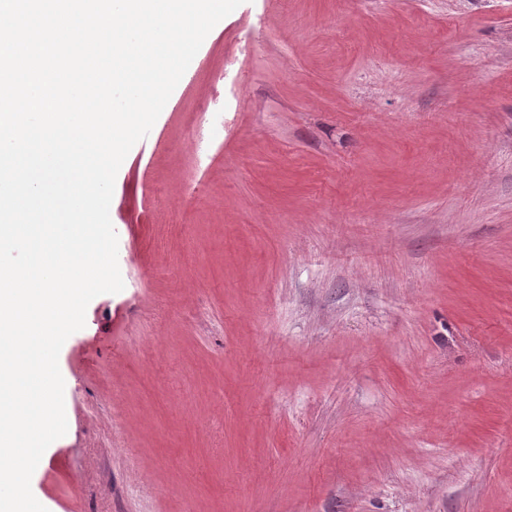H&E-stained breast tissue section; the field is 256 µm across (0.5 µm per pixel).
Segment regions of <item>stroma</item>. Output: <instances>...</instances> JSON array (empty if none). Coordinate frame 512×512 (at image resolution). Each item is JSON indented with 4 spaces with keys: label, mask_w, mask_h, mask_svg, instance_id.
Masks as SVG:
<instances>
[{
    "label": "stroma",
    "mask_w": 512,
    "mask_h": 512,
    "mask_svg": "<svg viewBox=\"0 0 512 512\" xmlns=\"http://www.w3.org/2000/svg\"><path fill=\"white\" fill-rule=\"evenodd\" d=\"M110 215L47 512H512V0H244Z\"/></svg>",
    "instance_id": "1"
}]
</instances>
